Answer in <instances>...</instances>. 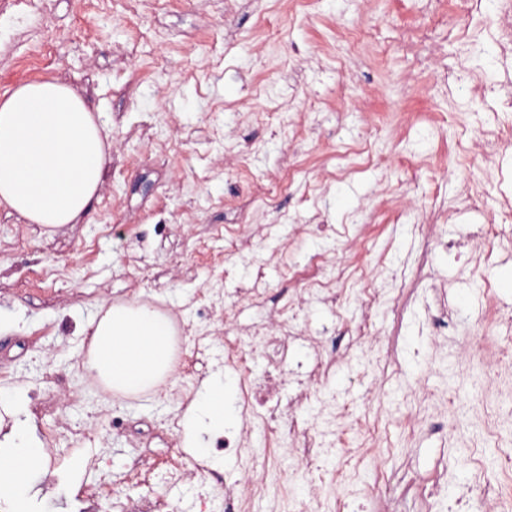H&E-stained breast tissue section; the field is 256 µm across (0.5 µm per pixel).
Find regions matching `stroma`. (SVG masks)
Segmentation results:
<instances>
[{"mask_svg":"<svg viewBox=\"0 0 512 512\" xmlns=\"http://www.w3.org/2000/svg\"><path fill=\"white\" fill-rule=\"evenodd\" d=\"M496 3L464 18L457 0H442L446 25L412 54L397 33L423 22L427 0H240L230 11L224 0H145L133 18L125 0H98L90 12L84 0H51L36 17L1 11L0 95L60 80L109 144L103 184L78 223L48 231L0 205V387L25 392L32 434L51 425L92 439L84 468L109 457L117 497L191 504L194 479L160 486L148 475L174 470L189 447L188 433L158 434L186 417L180 393L198 390L213 367L188 370L164 396L115 400L86 368L88 324L101 307L147 301L191 335L218 336L224 324L206 315L203 293L233 291L264 266L260 304L236 306L239 324L259 323L296 296L299 279H325L345 258L369 277L306 315L311 334L328 330L326 347L348 355L300 418L329 440L323 402L356 415L386 408L380 436L394 455L380 466L360 449L348 488L363 512H424L420 494L441 471L446 505L484 512L477 469L512 455V425L499 439L487 432L512 370L464 418L448 399L465 396L482 367L467 337L512 343V325L479 323L494 302L512 304V244L479 234L512 202V147L487 162L475 148L487 131L512 143V112L493 92L512 81V54L489 23ZM354 28L385 54H350ZM259 182L278 186L264 203L251 194ZM470 192L483 209L461 213ZM426 213L440 216V237L462 241L461 257L424 236ZM251 228L239 258L238 236ZM443 292L464 322L436 335ZM365 326L376 345L350 347ZM366 374L377 393L366 392ZM407 415L444 429L402 439L392 422Z\"/></svg>","mask_w":512,"mask_h":512,"instance_id":"1","label":"stroma"}]
</instances>
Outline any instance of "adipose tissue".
<instances>
[{"label": "adipose tissue", "instance_id": "1", "mask_svg": "<svg viewBox=\"0 0 512 512\" xmlns=\"http://www.w3.org/2000/svg\"><path fill=\"white\" fill-rule=\"evenodd\" d=\"M103 128L83 99L57 80L23 84L0 98V204L28 224L76 223L103 183ZM89 370L122 393H136L169 372L168 325L146 304L109 306L91 322ZM223 378L207 381L192 424L213 434L233 424ZM13 424L0 445V505L28 512L44 451L31 435L23 390L0 389Z\"/></svg>", "mask_w": 512, "mask_h": 512}]
</instances>
